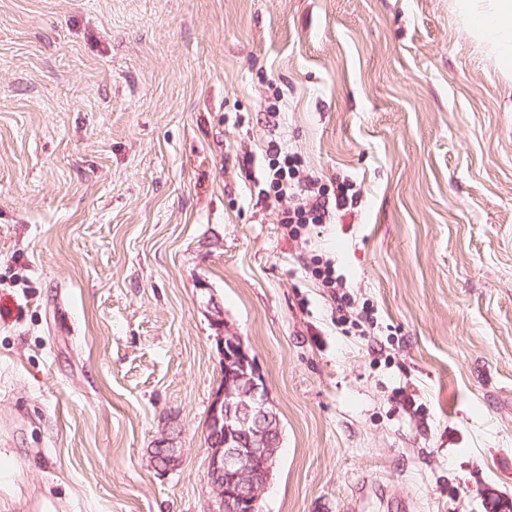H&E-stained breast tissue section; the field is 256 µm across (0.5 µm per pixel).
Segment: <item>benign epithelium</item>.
Returning <instances> with one entry per match:
<instances>
[{"label":"benign epithelium","mask_w":512,"mask_h":512,"mask_svg":"<svg viewBox=\"0 0 512 512\" xmlns=\"http://www.w3.org/2000/svg\"><path fill=\"white\" fill-rule=\"evenodd\" d=\"M220 350L235 354L223 361L224 385L208 411L207 512H258L280 447V419L265 380L238 337L222 333ZM152 466L168 472L182 463L183 449L164 436L151 449Z\"/></svg>","instance_id":"7a95c632"}]
</instances>
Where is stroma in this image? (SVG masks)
Wrapping results in <instances>:
<instances>
[{
    "mask_svg": "<svg viewBox=\"0 0 512 512\" xmlns=\"http://www.w3.org/2000/svg\"><path fill=\"white\" fill-rule=\"evenodd\" d=\"M271 140L354 221L289 239ZM217 313L281 420L263 512H512V73L456 0H0V512H206ZM303 267L312 279L318 281L322 288H326L329 297L336 303V310L344 312L346 307H350L347 279L342 273H337L334 260H323L322 255L314 254ZM151 448L150 458L152 466L161 472L177 469L182 463L184 450L173 445L172 439L167 434Z\"/></svg>",
    "mask_w": 512,
    "mask_h": 512,
    "instance_id": "35a3bbf8",
    "label": "stroma"
}]
</instances>
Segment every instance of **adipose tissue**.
Here are the masks:
<instances>
[{
    "instance_id": "1",
    "label": "adipose tissue",
    "mask_w": 512,
    "mask_h": 512,
    "mask_svg": "<svg viewBox=\"0 0 512 512\" xmlns=\"http://www.w3.org/2000/svg\"><path fill=\"white\" fill-rule=\"evenodd\" d=\"M459 14L486 41L503 71H512V0H457Z\"/></svg>"
}]
</instances>
